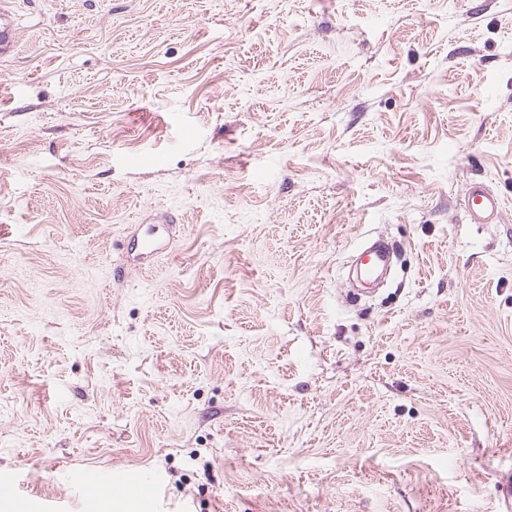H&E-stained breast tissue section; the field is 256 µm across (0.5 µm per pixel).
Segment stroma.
Here are the masks:
<instances>
[{"label": "stroma", "mask_w": 512, "mask_h": 512, "mask_svg": "<svg viewBox=\"0 0 512 512\" xmlns=\"http://www.w3.org/2000/svg\"><path fill=\"white\" fill-rule=\"evenodd\" d=\"M4 29L0 476L68 512L116 467L157 512H512V0H0ZM378 237L403 266L351 301ZM464 202L473 224H494L501 217L503 209L501 199L482 183L470 185Z\"/></svg>", "instance_id": "obj_1"}]
</instances>
